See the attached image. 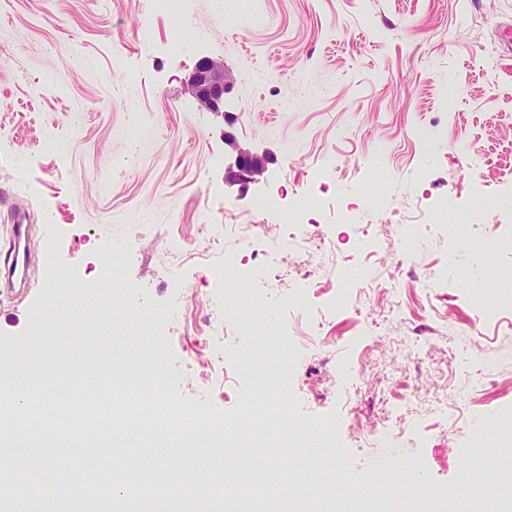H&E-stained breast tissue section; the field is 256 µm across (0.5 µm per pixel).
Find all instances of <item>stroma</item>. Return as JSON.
I'll return each mask as SVG.
<instances>
[{"instance_id":"35a3bbf8","label":"stroma","mask_w":512,"mask_h":512,"mask_svg":"<svg viewBox=\"0 0 512 512\" xmlns=\"http://www.w3.org/2000/svg\"><path fill=\"white\" fill-rule=\"evenodd\" d=\"M232 81L221 113L187 89L201 58ZM67 141L44 152L45 137ZM260 156L259 182L227 183L233 145ZM0 254L12 209L39 227L31 291L0 298V341L37 338V382L106 375L117 352H154L182 397L231 409L253 376L235 344L245 326L299 331L280 297L308 290L324 305L337 272L363 282L353 306L326 317L313 354L297 365L291 393L300 419L331 414L358 478L382 461L414 463L454 489L474 461L500 464L495 435L464 436L512 407V315L480 325L473 291L454 269L475 265L483 302L512 284V247L473 263L488 224L512 231V0H0ZM482 193L465 250L449 253L456 213ZM305 196L334 227L323 265L268 260L264 280L234 274L233 240L180 261L172 242L197 248L204 224L247 222L255 201L283 207ZM391 219L432 209L441 231L414 256L392 235L366 252L350 208ZM142 245L102 273L100 258L129 237ZM72 305L60 328L50 311ZM175 307L152 324L151 310ZM224 339V366L209 368L204 338ZM354 361L365 381L337 372ZM394 413L406 430L396 448H372L366 428Z\"/></svg>"}]
</instances>
